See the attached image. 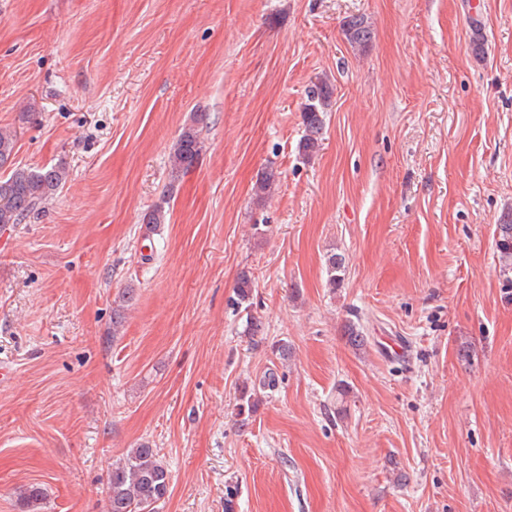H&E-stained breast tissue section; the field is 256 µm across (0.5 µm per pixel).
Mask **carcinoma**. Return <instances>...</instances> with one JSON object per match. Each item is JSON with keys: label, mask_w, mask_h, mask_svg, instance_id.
<instances>
[{"label": "carcinoma", "mask_w": 512, "mask_h": 512, "mask_svg": "<svg viewBox=\"0 0 512 512\" xmlns=\"http://www.w3.org/2000/svg\"><path fill=\"white\" fill-rule=\"evenodd\" d=\"M342 33L352 47L365 48L373 38L372 24L363 14L352 15L344 20ZM333 89L326 82H318L310 89L302 111L304 135L298 144V152L304 158L313 156L321 146L326 113L331 107ZM206 115H196L194 123L184 128L173 146L170 156L172 177L194 168L203 151L202 137ZM15 135L9 129H0V169L11 167L15 150ZM66 179V169L60 165L44 166L37 170L11 167L7 176L0 178V226L20 224L39 206L50 200ZM277 173L265 169L256 182L255 194L262 199L275 185ZM167 199L142 217V223L157 226L165 223ZM496 248L503 267L512 269V211L504 214L498 224ZM345 268V258L336 252L326 258V274L333 287L340 284ZM254 283L249 272L238 276L236 295L238 306L249 309ZM134 290L129 288L122 296V303L113 308L112 334L120 331L124 304L131 301ZM170 474L160 461L154 448L147 442L130 449L125 457L112 465L107 481L108 512H154L156 504L169 491Z\"/></svg>", "instance_id": "cac0c4a2"}]
</instances>
